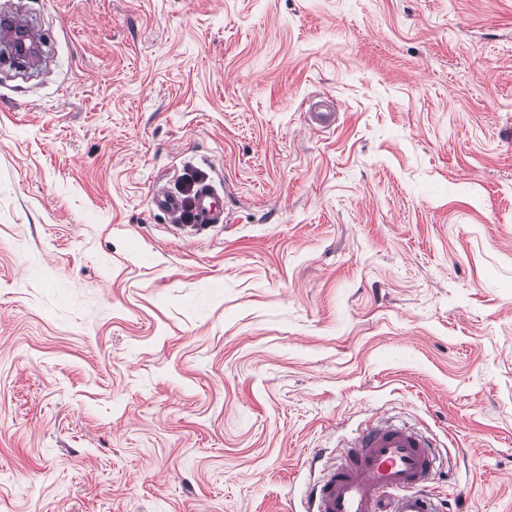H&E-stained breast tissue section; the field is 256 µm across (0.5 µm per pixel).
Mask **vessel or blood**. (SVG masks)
I'll return each instance as SVG.
<instances>
[{"instance_id":"obj_1","label":"vessel or blood","mask_w":512,"mask_h":512,"mask_svg":"<svg viewBox=\"0 0 512 512\" xmlns=\"http://www.w3.org/2000/svg\"><path fill=\"white\" fill-rule=\"evenodd\" d=\"M305 119L320 130L335 127L338 114L324 100L310 101ZM153 205L179 217L191 206L196 226L225 221L224 197L210 183H200L191 203L159 187ZM436 456L433 442L406 425L385 417L362 427L342 447L337 461L305 493L306 512H438L433 495L423 488Z\"/></svg>"}]
</instances>
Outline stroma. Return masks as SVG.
Wrapping results in <instances>:
<instances>
[{
	"instance_id": "1",
	"label": "stroma",
	"mask_w": 512,
	"mask_h": 512,
	"mask_svg": "<svg viewBox=\"0 0 512 512\" xmlns=\"http://www.w3.org/2000/svg\"><path fill=\"white\" fill-rule=\"evenodd\" d=\"M16 14L0 512H303L379 415L436 443L444 512H512V0ZM191 174L223 225L153 206ZM305 119L310 126L320 130H329L336 127L338 112L334 105L325 100H312L305 112ZM192 213L197 227L224 224V195L212 183L201 182L192 198Z\"/></svg>"
}]
</instances>
